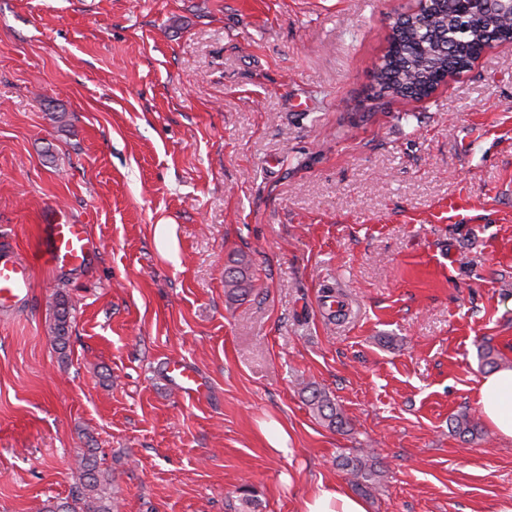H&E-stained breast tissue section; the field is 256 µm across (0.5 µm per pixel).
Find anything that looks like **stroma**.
I'll list each match as a JSON object with an SVG mask.
<instances>
[{
	"instance_id": "1",
	"label": "stroma",
	"mask_w": 512,
	"mask_h": 512,
	"mask_svg": "<svg viewBox=\"0 0 512 512\" xmlns=\"http://www.w3.org/2000/svg\"><path fill=\"white\" fill-rule=\"evenodd\" d=\"M417 6L0 0V245L31 254L55 210L98 244L0 315V512L67 498L90 448L112 512H237L244 486L251 512H303L361 453L384 469L367 512L512 508V439L476 406L479 347L512 368V45L428 98H368ZM170 358L207 392H175ZM232 263L224 272V292L230 301H238L250 293L254 271L250 259L245 254H239ZM72 305L64 295H59L55 301L54 321L49 326V332L53 337L58 352L65 356L68 344L69 316ZM304 392H309L306 402L313 414L329 427L341 429L347 425L341 408L325 390L311 383L304 387Z\"/></svg>"
}]
</instances>
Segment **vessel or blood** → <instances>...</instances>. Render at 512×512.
Segmentation results:
<instances>
[{
	"label": "vessel or blood",
	"instance_id": "b4317fda",
	"mask_svg": "<svg viewBox=\"0 0 512 512\" xmlns=\"http://www.w3.org/2000/svg\"><path fill=\"white\" fill-rule=\"evenodd\" d=\"M45 246L32 258L0 249V311L9 312L24 306L32 294V268L42 262L55 268L76 269L84 266L95 249L83 225L53 223L45 227ZM165 374L179 393L193 398L203 393L201 374L182 359L168 360Z\"/></svg>",
	"mask_w": 512,
	"mask_h": 512
}]
</instances>
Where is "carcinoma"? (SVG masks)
Returning <instances> with one entry per match:
<instances>
[{
    "label": "carcinoma",
    "instance_id": "1",
    "mask_svg": "<svg viewBox=\"0 0 512 512\" xmlns=\"http://www.w3.org/2000/svg\"><path fill=\"white\" fill-rule=\"evenodd\" d=\"M512 37V18L502 19L479 11H448L442 0H434L428 25L407 17L392 29L388 46L374 67L371 95L375 98L424 99L442 83L444 74H459L472 66L490 41ZM254 271L245 254L232 260L224 272V292L231 301L247 296L253 287ZM71 304L63 295L56 298L54 321L49 326L56 349L66 354ZM307 405L315 416L332 428L347 425L341 408L330 395L313 384L304 387ZM340 466L351 476L354 489L368 493L381 484L384 471L362 454L342 457ZM80 483L70 499L50 503L41 512H112V479L102 467L96 449L79 461Z\"/></svg>",
    "mask_w": 512,
    "mask_h": 512
}]
</instances>
